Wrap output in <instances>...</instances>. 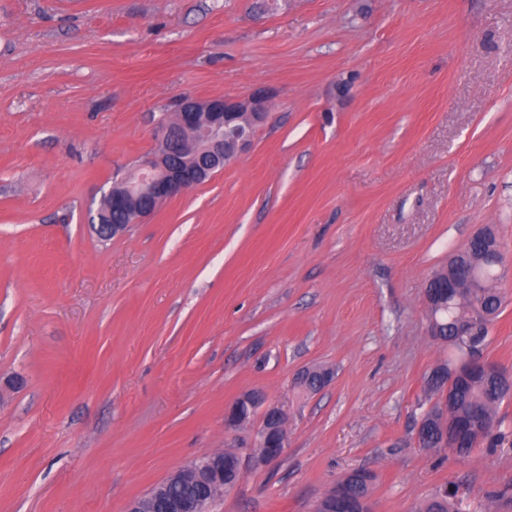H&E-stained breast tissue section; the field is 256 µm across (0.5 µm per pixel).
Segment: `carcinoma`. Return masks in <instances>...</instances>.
<instances>
[{
  "instance_id": "carcinoma-1",
  "label": "carcinoma",
  "mask_w": 512,
  "mask_h": 512,
  "mask_svg": "<svg viewBox=\"0 0 512 512\" xmlns=\"http://www.w3.org/2000/svg\"><path fill=\"white\" fill-rule=\"evenodd\" d=\"M498 269L486 264L478 268V285L473 288L463 286L459 297L446 302L437 309H430L436 318L440 340L452 349H468L482 352L488 336V324H474L476 315L483 310L497 316L504 296L499 291ZM470 322L467 336H456L457 325ZM448 359L437 365L425 379L424 391L436 397L429 410L424 413L423 447L442 450L443 436H448V450L457 457L469 456L481 445L493 447L503 438L501 432L492 428L500 424L498 409L503 401L512 396V388L502 376L473 371L465 380L446 384ZM346 493L354 502L366 501L369 497V482L354 472L346 479ZM462 498L459 490L434 492L417 512H462Z\"/></svg>"
}]
</instances>
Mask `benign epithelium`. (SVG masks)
Returning <instances> with one entry per match:
<instances>
[{"instance_id": "benign-epithelium-1", "label": "benign epithelium", "mask_w": 512, "mask_h": 512, "mask_svg": "<svg viewBox=\"0 0 512 512\" xmlns=\"http://www.w3.org/2000/svg\"><path fill=\"white\" fill-rule=\"evenodd\" d=\"M273 96L272 90L259 89L242 98H183L173 119L158 126L154 135L155 150L140 162L138 176L123 181L121 192L110 187L104 190L100 205L110 204L114 209H121L132 198L152 201L153 206L136 212L133 220L136 224L151 216L157 204L207 181L251 145L257 128L269 118L268 102ZM186 140L190 141V156L172 160L173 146ZM473 238L482 242L486 261L501 262L500 245L489 236V232H479ZM451 260L454 261V275L448 278L447 293L450 295L460 282L474 283L475 273L472 252L462 251ZM264 403V395L257 391L244 394L227 411L225 423L229 429L239 428L247 421V417L240 413L241 407L252 410L263 407L262 425L255 434L254 447L266 449L259 459L267 462L278 459L286 447L287 415L282 408L266 407ZM191 468L200 469L202 483L224 486V453H213L195 460ZM182 473L181 469L171 473L148 497L131 501L125 512H210L203 498L167 493L169 485L176 482Z\"/></svg>"}]
</instances>
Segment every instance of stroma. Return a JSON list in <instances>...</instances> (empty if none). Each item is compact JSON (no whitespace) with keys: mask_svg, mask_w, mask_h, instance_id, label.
<instances>
[{"mask_svg":"<svg viewBox=\"0 0 512 512\" xmlns=\"http://www.w3.org/2000/svg\"><path fill=\"white\" fill-rule=\"evenodd\" d=\"M260 86L249 150L99 239L89 206L180 98ZM483 228V357L512 368V0H0V512H125L224 450L212 512H315L354 470L371 512L455 485L512 512V398L498 447L416 440L450 353L424 288ZM248 391L287 411L275 461L260 418L224 425Z\"/></svg>","mask_w":512,"mask_h":512,"instance_id":"obj_1","label":"stroma"}]
</instances>
